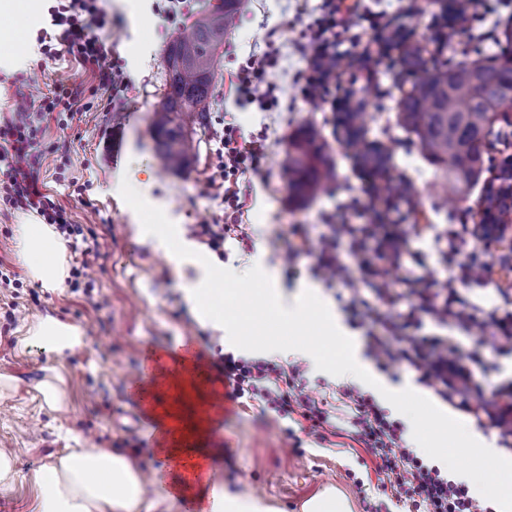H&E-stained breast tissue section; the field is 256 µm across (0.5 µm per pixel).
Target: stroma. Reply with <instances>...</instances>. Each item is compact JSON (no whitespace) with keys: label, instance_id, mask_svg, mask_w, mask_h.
Here are the masks:
<instances>
[{"label":"stroma","instance_id":"stroma-1","mask_svg":"<svg viewBox=\"0 0 512 512\" xmlns=\"http://www.w3.org/2000/svg\"><path fill=\"white\" fill-rule=\"evenodd\" d=\"M216 0H185L183 9L169 14L166 0H98L107 24L100 30L107 60L122 85L112 96L111 111L98 106L99 71L68 53L37 55L20 72L0 70V114L17 111L23 99L15 79L23 77L25 90L35 96L56 84L80 89L72 113L49 118L44 140L59 145L57 161L40 170L48 194L65 208L75 234L67 238L69 261L86 260L78 288L50 292L26 277L16 259L13 226L16 215L0 214V270L15 273L16 284L0 282V375L12 388L0 394V448H14L17 477L0 488V512H32L40 490L34 477L68 448H114L140 460L144 470L164 469L174 494L198 492L202 482L228 487L262 499L275 512H301L304 502L328 487L349 502L351 512L375 505L379 512H409L385 490L369 456L348 435L352 415L349 402L336 392L341 376L317 370L305 354L271 352L277 363L304 368L309 393L326 409L336 427L334 435L319 439L298 417L265 409L257 400L225 397L191 449L172 458L161 451L145 425L133 417L136 400L125 392L127 381L148 353L168 355L189 344L192 357L207 362L210 388L223 387L217 365L233 352L227 334L201 322L184 296V284L194 275L143 237L131 221L124 200L107 189L121 170L149 172L154 188L145 205L149 223L174 224L179 238L195 253L225 268L243 273L253 266L273 273L283 296L294 298L310 286L346 325L359 343H366L373 325L351 322L345 310L353 299H367L391 321L399 320L409 302L392 305L379 296L363 267L384 268L385 279L398 286L406 268H417L431 288L453 287L479 307L471 328L423 320L421 336H446L465 352L477 353L490 372L474 368L475 381L485 394L512 381V353L501 351L486 310L512 301V231L491 243L494 270L482 278L468 271L467 254L479 244L471 216L482 195L471 189L458 204H441V172L422 155L418 140L396 123V106L415 77L400 63V50H376V31L360 25L338 36L336 53L346 65L333 76L337 95L356 91L367 102L365 138L380 142L391 155L390 174L409 182L413 204L392 208L372 191V176L363 173L336 131V104L311 98L297 75L307 61L299 51L308 28L319 17L323 0H239L232 25L219 51L217 76L210 100L211 120L195 129L190 165L177 173L163 172L155 157L152 119L164 92V52L184 33L195 15ZM495 11L484 14L485 35L473 58L499 54L505 47L502 32L512 27V0H496ZM362 11L377 14L380 28L408 32L425 58L457 62L455 52L438 45L436 22L442 0H361ZM275 29L278 62L266 75L278 88V104L261 111L258 104L239 106L232 80L252 53L265 50V35ZM379 28V29H380ZM238 129L241 138L259 137L264 151L256 171L247 174L249 191L239 211L213 197L216 139L225 126ZM314 127L326 144V155L336 167L335 181L314 200L296 205L289 200L288 183L278 161L289 137L303 127ZM202 224H238L249 239L230 238L223 251L202 244L196 235ZM352 233L340 241L344 269L333 274L319 268L322 239L333 236L337 225ZM396 224L406 234L410 253L400 265L387 264L378 244L377 225ZM427 232H417V225ZM64 319L83 331V349L59 358L37 348L22 349L18 339L30 324L45 316ZM62 375L67 402L48 407L39 390L42 381Z\"/></svg>","mask_w":512,"mask_h":512}]
</instances>
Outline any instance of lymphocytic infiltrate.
Wrapping results in <instances>:
<instances>
[{
	"label": "lymphocytic infiltrate",
	"instance_id": "1",
	"mask_svg": "<svg viewBox=\"0 0 512 512\" xmlns=\"http://www.w3.org/2000/svg\"><path fill=\"white\" fill-rule=\"evenodd\" d=\"M49 13L60 33L56 44H41L43 55L55 56L62 47L83 63L101 62L104 47L98 31L105 27L106 19L96 0H62ZM357 16L354 5L345 4L344 0H325L321 15L310 26V40L306 45L307 83L318 89L322 97L332 94L325 69L331 60L330 44L340 32L351 29ZM276 61V54L269 50L251 55L235 76L237 97L248 103H259L264 110L274 106L275 87L266 82L265 75ZM74 95L71 88L55 86L49 94L41 96L42 111L16 112L0 124V202L13 211L36 212L67 236L73 229L66 212L42 192L37 167L58 151L56 145L43 141L46 112L61 105L69 106ZM218 141L213 182L223 190L222 201L235 209L239 197L230 186L239 176L257 169L263 147L257 140L240 142L231 127L225 128ZM418 296L420 308H408L401 323H412L420 310L438 321L450 320L463 328L473 320L469 303L458 293L443 297L423 289ZM382 326L384 335L371 336L368 342L369 353L380 369L394 364L414 368L420 374V382L433 388L441 400L466 398L484 414L498 418L501 439L512 437V386L500 389L494 397H486L473 384L471 366L479 361L476 354L461 353L446 337L401 338L394 334L396 323L386 320ZM220 370L233 397H259L270 408L308 422L311 434L321 438L327 433L329 415L308 395L300 366L285 368L265 358L228 353ZM340 393L354 406L353 440L371 458L377 474L387 477L397 501L426 506L427 512H494L491 506L477 500L466 484L450 480L438 466L427 464L417 456L406 444L402 423L391 419L373 396L352 385L342 386Z\"/></svg>",
	"mask_w": 512,
	"mask_h": 512
}]
</instances>
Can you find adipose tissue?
Listing matches in <instances>:
<instances>
[{"label": "adipose tissue", "instance_id": "obj_1", "mask_svg": "<svg viewBox=\"0 0 512 512\" xmlns=\"http://www.w3.org/2000/svg\"><path fill=\"white\" fill-rule=\"evenodd\" d=\"M17 260L27 277L42 287H63L68 276L67 248L52 225L41 217L25 214L14 229ZM175 226H167L161 237L177 262L193 265L196 276L185 287V297L201 320L224 326V267L196 257L190 246L175 245ZM23 346H42L59 356L75 353L84 345L81 329L59 318L47 316L31 325ZM172 402L159 411V423L176 424L178 430H199L205 416L185 417L187 404H207L210 394L195 368L182 367L169 376ZM41 487L33 512H173L174 500L154 485L137 460L107 448H75L46 467L38 478Z\"/></svg>", "mask_w": 512, "mask_h": 512}]
</instances>
